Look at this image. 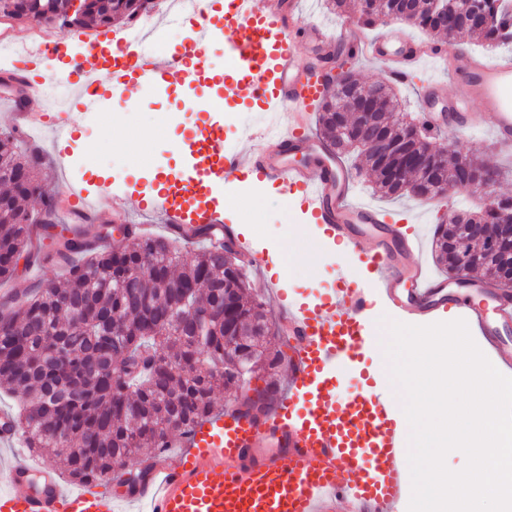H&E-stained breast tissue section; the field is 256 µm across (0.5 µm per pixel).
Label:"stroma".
<instances>
[{"instance_id": "1", "label": "stroma", "mask_w": 512, "mask_h": 512, "mask_svg": "<svg viewBox=\"0 0 512 512\" xmlns=\"http://www.w3.org/2000/svg\"><path fill=\"white\" fill-rule=\"evenodd\" d=\"M447 77L445 64L427 60L409 82L395 84L394 90L405 111L414 116L423 87ZM215 122L223 123L224 143L232 148L244 131L264 126L265 117L245 92L211 80L202 81L191 97L174 84L132 90L114 98L108 109L79 122L69 150L70 173L89 189L108 188L113 194L131 197V223L146 225L148 234H163L160 221L141 211L137 202L154 197L159 182L181 177L185 159L177 144L192 143ZM437 144L451 154L480 156L487 165L501 169L497 190L512 191V150L497 146L481 121L466 130L441 134ZM344 161L354 171L353 201L382 210L388 223L414 226L424 261L433 272L438 266L432 238L442 208L474 212L484 202L481 193L455 189L442 201L388 200L375 193L372 175L359 171L358 158L348 154ZM232 188L236 199L247 201L248 206L242 212L225 208L224 221L241 226L242 236L266 259L265 265L247 268L254 288L274 280L281 284L282 297L318 302L336 287L341 271H357L355 256L325 239L318 225L287 201L277 185L252 179L233 182ZM64 275V267L46 246L40 261L18 265L9 285L25 292L60 282Z\"/></svg>"}]
</instances>
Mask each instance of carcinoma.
I'll list each match as a JSON object with an SVG mask.
<instances>
[{
  "mask_svg": "<svg viewBox=\"0 0 512 512\" xmlns=\"http://www.w3.org/2000/svg\"><path fill=\"white\" fill-rule=\"evenodd\" d=\"M144 0H91L94 26L131 18ZM394 0H357V22L372 25ZM480 13L466 22L458 0H414L410 25L429 35L467 34L512 50V0H479ZM330 95L317 105V124L330 145L347 149L372 136L383 156L364 153L385 197L433 200L450 188L465 190L435 136L408 122L390 86L367 90L353 73V55L336 66ZM40 155L13 130L0 131V279L15 273L30 241L41 203V224L52 226V199L37 177ZM512 216V197L499 196L468 219L485 225L473 240L477 258L467 272L498 280L512 237L500 233ZM464 236L459 224H438L436 262L448 267V242ZM64 261L83 260L57 285L0 302V387L20 397L15 425L26 446L58 464L71 481H109L126 472L139 481L145 448L159 453L171 435L186 438L216 415L213 395L241 387L264 374L255 388L262 408L279 392L276 373L284 353L268 348L272 323L266 302L253 290L236 249L217 239L194 258L167 238L142 235L116 248H98L89 238L51 236Z\"/></svg>",
  "mask_w": 512,
  "mask_h": 512,
  "instance_id": "obj_1",
  "label": "carcinoma"
}]
</instances>
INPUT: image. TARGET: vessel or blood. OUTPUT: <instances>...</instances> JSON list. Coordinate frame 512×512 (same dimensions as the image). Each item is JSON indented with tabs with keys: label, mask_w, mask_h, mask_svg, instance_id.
<instances>
[{
	"label": "vessel or blood",
	"mask_w": 512,
	"mask_h": 512,
	"mask_svg": "<svg viewBox=\"0 0 512 512\" xmlns=\"http://www.w3.org/2000/svg\"><path fill=\"white\" fill-rule=\"evenodd\" d=\"M192 14L199 17L192 26L193 60L148 51L162 27ZM219 37L234 63V85L283 113L313 106L330 89L328 71L313 76L301 70L306 49L330 59L346 49L354 58L386 65L397 82L407 81L423 58L451 59L452 89L434 83L421 93L423 127L431 133L469 127L476 105L491 139L512 147V60L490 62L463 50L450 55L397 25L368 37L353 23L335 35L302 23L296 0H226L213 17L204 0H169L135 38L123 29L95 36L33 24L19 42L22 66L15 76L25 92L17 117L24 128H49L55 145L69 143L78 116L100 111L115 92L174 80L194 91ZM76 41L87 46L93 64L71 55ZM47 59L56 68L40 69ZM57 81L69 94L57 102L61 117L51 123L45 87ZM251 177L276 184L362 267L358 275L342 272L329 300L283 305L287 390L256 418L227 406L195 427L185 457L172 465L157 462L134 489L116 495L91 485L67 490L26 461L2 462L0 481L9 488L0 491V512H116L120 500L149 501L152 512H396L409 490L402 412L377 385L341 400L333 395L342 369L359 363L370 348L368 320L376 300L408 315L465 316L497 366L512 370V346L500 339L512 327V292L486 279L432 274L419 237L386 223L373 207L353 204L349 168L307 130L286 126L271 139L250 130L232 151L224 146L223 126H212L192 153L187 177L140 207L160 213L167 229L189 244L204 226L231 236L235 230L224 224L217 195L224 184ZM59 194L76 220L128 217L127 198L92 195L66 178Z\"/></svg>",
	"instance_id": "obj_1"
}]
</instances>
